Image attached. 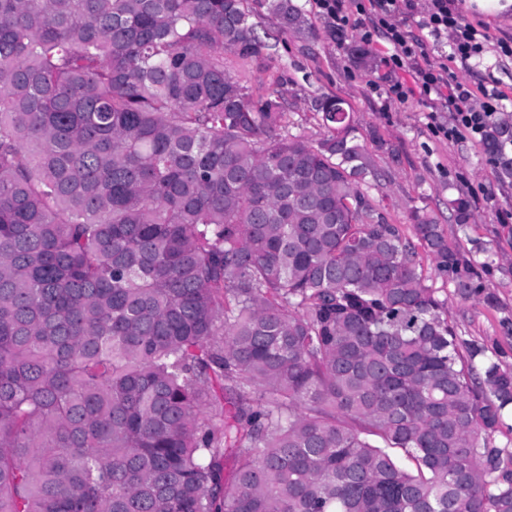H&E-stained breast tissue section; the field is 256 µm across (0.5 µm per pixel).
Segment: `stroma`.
Returning <instances> with one entry per match:
<instances>
[{
  "mask_svg": "<svg viewBox=\"0 0 512 512\" xmlns=\"http://www.w3.org/2000/svg\"><path fill=\"white\" fill-rule=\"evenodd\" d=\"M313 30L312 36L291 34L273 46L264 66L240 62L225 54L228 73L265 95L277 81L287 83L289 122L302 125L306 136L319 140L324 134L319 115L312 109L315 98L333 95L348 103L363 134L377 133L388 147L374 151L382 175L381 195L392 222L403 224L410 209L425 207L435 212L449 240L459 242L479 273L476 294L457 295L452 279L438 273L430 257L422 265L429 286L446 299L448 314L461 340L487 347L502 367L512 369V177L500 174L482 146L452 142L435 136L428 125L426 106L387 99L385 73L380 64L388 46L377 39L363 44L360 31L370 24V15L352 14L349 26L336 31L333 21L322 15L315 0H294ZM463 22L483 24L488 35L481 64H461L449 59L448 38L425 37L430 59L448 64L454 80L477 89L498 84L507 98L500 118L512 115V56L503 55L501 43L512 45V8L489 22L467 11L456 0ZM469 199V223H457L448 202Z\"/></svg>",
  "mask_w": 512,
  "mask_h": 512,
  "instance_id": "stroma-1",
  "label": "stroma"
}]
</instances>
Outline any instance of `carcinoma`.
Here are the masks:
<instances>
[{
	"instance_id": "obj_1",
	"label": "carcinoma",
	"mask_w": 512,
	"mask_h": 512,
	"mask_svg": "<svg viewBox=\"0 0 512 512\" xmlns=\"http://www.w3.org/2000/svg\"><path fill=\"white\" fill-rule=\"evenodd\" d=\"M245 2L0 0V512H512V370L419 251L473 269L336 97L314 145L226 72Z\"/></svg>"
}]
</instances>
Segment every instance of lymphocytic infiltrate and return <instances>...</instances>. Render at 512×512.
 Instances as JSON below:
<instances>
[{
	"label": "lymphocytic infiltrate",
	"mask_w": 512,
	"mask_h": 512,
	"mask_svg": "<svg viewBox=\"0 0 512 512\" xmlns=\"http://www.w3.org/2000/svg\"><path fill=\"white\" fill-rule=\"evenodd\" d=\"M454 0H431L419 20H412L413 0H316L317 7L331 18L337 29L350 23L352 13L373 9L375 22L361 35L364 43L374 37L385 38L392 47L384 63L392 74L390 98L405 102L419 98L423 103L443 102L448 109V121H441L437 112H430V126L435 133L449 140H468L479 144L484 140L505 94L498 87L480 86L471 91L461 83L451 82L444 63L429 61L419 30H428L434 37L451 33V58L468 63L480 57L486 32L461 23L453 9Z\"/></svg>",
	"instance_id": "1"
}]
</instances>
